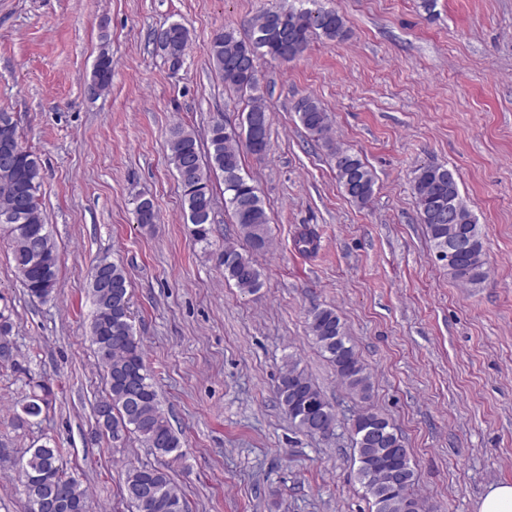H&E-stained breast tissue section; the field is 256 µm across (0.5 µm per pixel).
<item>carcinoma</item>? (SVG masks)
I'll return each instance as SVG.
<instances>
[{"instance_id": "cac0c4a2", "label": "carcinoma", "mask_w": 512, "mask_h": 512, "mask_svg": "<svg viewBox=\"0 0 512 512\" xmlns=\"http://www.w3.org/2000/svg\"><path fill=\"white\" fill-rule=\"evenodd\" d=\"M300 6L268 10L249 22L250 35L241 38L231 28L216 30L206 46L214 71L224 85L248 97V118L261 121L260 137L243 130L235 136L225 132V120L212 122L201 151L196 132L177 124L170 129L169 159L183 192V209L195 245L211 244L213 224L212 174L224 182V202L233 223L250 246L240 250L227 243L218 255L224 278L243 292L260 286V271L252 253L269 247V218L254 180L242 174L241 144L258 158L269 147L270 117L258 92L261 80L258 58L291 62L304 54L313 37L342 41L349 33L337 11L323 8L319 0H299ZM154 41L172 72L181 69L189 49V32L172 22L155 34ZM112 86V57L100 52L87 84L96 97ZM302 126L324 141L334 162L336 179L345 195L359 206L367 205L375 191V176L360 156L334 146L328 139L330 118L319 100L311 96L294 106ZM41 165L21 141L16 121L0 112V233L11 242L19 278L29 296L46 301L56 287L58 255L45 224L38 193ZM412 191L419 222L427 228L435 258L464 285H477L488 276L484 239L462 199L457 181L443 165L427 163L413 171ZM134 217L143 226L155 224L158 215L149 199L134 207ZM295 250L313 257L320 248V235L311 224H302L293 237ZM88 293L94 306L90 337L96 346L99 366L106 375L107 391L96 404L94 415L100 431L113 442L135 435L155 455L181 456L180 440L162 409L160 397L146 365L143 344L131 323L128 279L122 266L104 257L88 273ZM309 333L313 344L333 365L341 384L350 394L367 400L373 383L332 307H316L310 313ZM52 391L43 383L32 386L16 414L14 427L22 429L48 408ZM284 413L300 431L329 438V424L336 412L298 361L289 359L277 386ZM350 431L358 455V478L372 500V512H432L415 490L416 475L403 438L389 419L366 408L351 420ZM19 476L28 501V512H38L41 499L65 494L70 507L63 512H91L86 487L63 465L61 449L47 443L28 448L20 456ZM125 512H186L183 496L166 469L129 466L121 491Z\"/></svg>"}]
</instances>
